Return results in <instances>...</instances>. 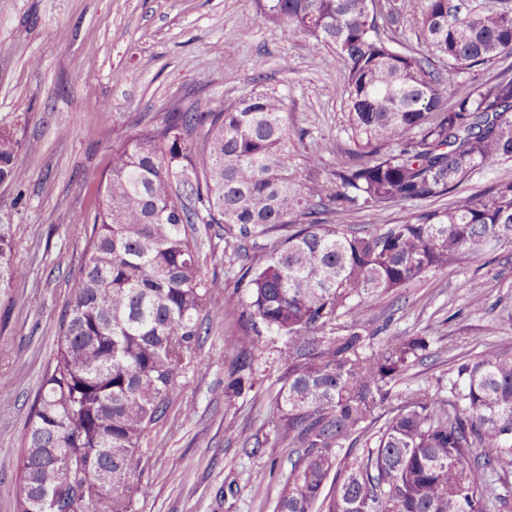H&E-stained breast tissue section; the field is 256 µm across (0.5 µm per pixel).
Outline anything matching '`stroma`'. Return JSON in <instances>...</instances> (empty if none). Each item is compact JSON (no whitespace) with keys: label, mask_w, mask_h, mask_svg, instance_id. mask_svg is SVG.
<instances>
[{"label":"stroma","mask_w":512,"mask_h":512,"mask_svg":"<svg viewBox=\"0 0 512 512\" xmlns=\"http://www.w3.org/2000/svg\"><path fill=\"white\" fill-rule=\"evenodd\" d=\"M345 69L304 34L264 21L257 0H0V128L21 142L15 162L28 178L0 186L13 207L16 277L0 292V512H16L19 435L56 348L61 310L85 258L86 217L112 152L174 108L208 111L261 90L284 98L298 152H318L323 173L348 161L355 145L332 90ZM400 202L346 216L356 228L395 224L421 210ZM205 278L230 297L203 336L179 396L146 436L134 477L147 494L131 512H273L297 458L292 448L256 449L274 435L269 404L284 382L286 340L261 333L253 390L232 403L224 383L246 331L248 293L220 228L198 226ZM480 280V297L468 285ZM512 247L366 298L338 324L362 325L375 340L422 336L426 357L394 387V402L448 377L449 355L512 346Z\"/></svg>","instance_id":"stroma-1"}]
</instances>
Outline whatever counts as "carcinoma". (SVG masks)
Returning a JSON list of instances; mask_svg holds the SVG:
<instances>
[{
	"instance_id": "1",
	"label": "carcinoma",
	"mask_w": 512,
	"mask_h": 512,
	"mask_svg": "<svg viewBox=\"0 0 512 512\" xmlns=\"http://www.w3.org/2000/svg\"><path fill=\"white\" fill-rule=\"evenodd\" d=\"M257 2L265 20L344 64L346 82L332 94L347 107L352 161L318 175L321 156L296 151L303 134L291 133L275 90L214 111L175 109L113 151L22 435L17 512H130L131 477L143 453L160 452L142 439L178 395L203 324L224 309V281L201 275L194 224L224 229L238 257L276 236L238 271L250 317L288 341L264 445L301 453L274 512H499L512 496V347L451 359L448 387H420L388 411L428 341L373 347L359 325L330 332L363 297L512 245L507 178L398 224L344 225L355 210L447 195L474 170L512 158V78H464L512 56V7L417 0L422 55L393 46L385 27L399 11L380 0ZM435 59L461 76L453 88ZM18 146L0 130V186L26 179ZM14 248L0 203V290L12 285ZM242 344L234 395L257 349L250 337ZM368 433L373 445L352 456L346 442Z\"/></svg>"
}]
</instances>
